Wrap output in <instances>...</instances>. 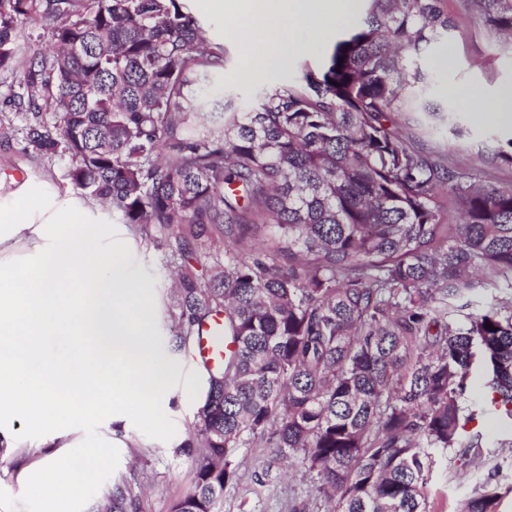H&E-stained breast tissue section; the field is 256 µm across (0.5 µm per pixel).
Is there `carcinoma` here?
I'll return each mask as SVG.
<instances>
[{"mask_svg":"<svg viewBox=\"0 0 512 512\" xmlns=\"http://www.w3.org/2000/svg\"><path fill=\"white\" fill-rule=\"evenodd\" d=\"M318 68L258 108L211 107L224 71L183 0H0L4 100L27 147L71 160V186L112 208L174 265L170 348L222 318L195 482L172 512H223L240 448L309 474L325 512H430L436 455L486 457L483 406L512 423V185H490L403 133L448 123L415 91L421 44L458 28L445 0H366ZM512 50V0H472ZM55 47L17 67L26 26ZM344 61H339V58ZM512 167V136L487 158ZM270 237L248 252L239 244ZM492 324L494 330L486 328ZM480 363L482 401L470 397ZM490 478L461 512H498ZM133 480L97 512H138Z\"/></svg>","mask_w":512,"mask_h":512,"instance_id":"carcinoma-1","label":"carcinoma"}]
</instances>
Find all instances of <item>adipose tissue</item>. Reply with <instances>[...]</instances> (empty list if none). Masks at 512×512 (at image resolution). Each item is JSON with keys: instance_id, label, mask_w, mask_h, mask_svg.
I'll return each mask as SVG.
<instances>
[{"instance_id": "adipose-tissue-1", "label": "adipose tissue", "mask_w": 512, "mask_h": 512, "mask_svg": "<svg viewBox=\"0 0 512 512\" xmlns=\"http://www.w3.org/2000/svg\"><path fill=\"white\" fill-rule=\"evenodd\" d=\"M359 0H198L230 14L258 71L273 75L310 48L306 34L353 12ZM141 238L82 204L60 209L32 182L0 205V445L45 449L33 475L51 512H67L78 476L96 472L136 419L163 420L172 399L203 405L208 373L189 350L167 360L152 287L133 265ZM82 417L110 436L75 437ZM25 423L18 433L16 423Z\"/></svg>"}]
</instances>
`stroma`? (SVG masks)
Returning <instances> with one entry per match:
<instances>
[{"label":"stroma","mask_w":512,"mask_h":512,"mask_svg":"<svg viewBox=\"0 0 512 512\" xmlns=\"http://www.w3.org/2000/svg\"><path fill=\"white\" fill-rule=\"evenodd\" d=\"M447 5L459 30L449 32L443 41L423 45L417 64L426 77V100L440 111L456 112L462 134L453 136L447 126L430 122L420 132V140L432 150L452 152L459 164L475 169L484 183H512L511 167H492L484 158L493 137L512 136V125L479 118L471 112L468 101L473 93L481 101H490L502 87L512 86V54L501 51L487 38L473 19L467 0H447ZM201 20L210 39L223 44L226 51L224 73L212 97L232 101L243 112L257 108L266 92L299 82L304 65H319L337 36L352 25L348 19L337 22L314 47L294 53L288 66L275 75L249 77L245 74L249 62L238 41L235 20L206 14ZM19 127L16 119L0 125V202H11L25 182L36 181L59 207H67L78 196L66 177L68 158L50 159L33 153ZM135 270L151 284L160 309H167L170 281L162 249L146 245L135 260ZM197 415L195 407L174 403L162 424L130 426L124 447L113 449L111 463L103 465L87 484L78 512H94L106 485L133 469L142 482L141 512H171L172 505L194 486L192 461L177 448L193 433ZM480 428L492 444L489 456L472 472L437 462L428 482L431 512H460L472 494L476 477L491 470L504 492L499 512H512V447L503 445L512 438V427L489 413L481 419ZM43 454L40 448L0 451V512H49L43 494L19 480L21 470L35 466ZM236 461L238 476L224 490L223 512H290L295 502L306 499L308 476L301 470L282 469L273 462L269 449H240Z\"/></svg>","instance_id":"1"}]
</instances>
